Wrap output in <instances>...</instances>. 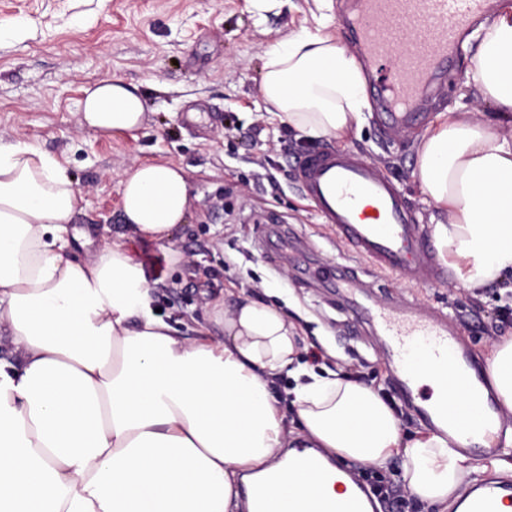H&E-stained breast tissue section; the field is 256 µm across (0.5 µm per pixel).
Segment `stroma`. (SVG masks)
<instances>
[{
	"label": "stroma",
	"instance_id": "1",
	"mask_svg": "<svg viewBox=\"0 0 512 512\" xmlns=\"http://www.w3.org/2000/svg\"><path fill=\"white\" fill-rule=\"evenodd\" d=\"M345 0H0V20L24 25L0 36V137L22 140L65 163L84 196L73 222L92 244L126 243L151 283L155 307L181 331L204 321L206 300L249 288L300 327V357L316 368L352 372L397 407L406 431L427 429L416 397L403 395L385 338L360 324L356 302L395 301L444 313L477 366L512 336V292L477 291L455 278L431 284L375 279L349 301L321 283L319 269L345 262L295 184L300 139L269 114L261 91L266 50L322 22L339 36ZM109 75L135 84L146 102L136 136L80 129L85 86ZM465 49L423 121L395 131L372 111L339 147L378 167L402 192L415 224L430 233L432 205L414 176V144L441 111L462 104ZM173 162L190 179L192 207L171 246L124 223L118 186L132 162ZM184 259L169 260L170 249Z\"/></svg>",
	"mask_w": 512,
	"mask_h": 512
}]
</instances>
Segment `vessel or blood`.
I'll list each match as a JSON object with an SVG mask.
<instances>
[{
    "label": "vessel or blood",
    "mask_w": 512,
    "mask_h": 512,
    "mask_svg": "<svg viewBox=\"0 0 512 512\" xmlns=\"http://www.w3.org/2000/svg\"><path fill=\"white\" fill-rule=\"evenodd\" d=\"M491 7L490 0H351L339 26L363 55L368 90L388 124L420 121L431 89L448 71L453 44ZM295 176L350 256L381 273L433 283L447 279L403 197L375 167L333 148L298 157ZM363 319L386 336L388 354L402 373V391L414 380L412 351L418 346L434 365L451 368L456 384L473 389L468 353L447 319L383 305L366 308ZM511 502L512 485L488 477L471 485L462 512H500Z\"/></svg>",
    "instance_id": "obj_1"
}]
</instances>
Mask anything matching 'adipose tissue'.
<instances>
[{
    "label": "adipose tissue",
    "instance_id": "1",
    "mask_svg": "<svg viewBox=\"0 0 512 512\" xmlns=\"http://www.w3.org/2000/svg\"><path fill=\"white\" fill-rule=\"evenodd\" d=\"M476 113L439 112L416 145L415 176L435 208L439 256L469 287L512 277V0L479 26L466 58ZM262 96L305 136L344 138L371 110L355 55L302 28L266 52ZM81 128L136 135V85L103 76L84 90ZM134 232L171 241L191 207L186 170L132 163L119 181ZM84 197L67 168L0 139V512H296L313 485L346 501L350 464L403 460L410 496L451 512L477 468L464 449L479 417L408 438L374 388L298 361L300 334L241 288L208 301L197 338L155 312L143 267L120 242L72 255ZM293 376L290 408L274 393ZM486 374L495 429L512 447V338Z\"/></svg>",
    "mask_w": 512,
    "mask_h": 512
}]
</instances>
